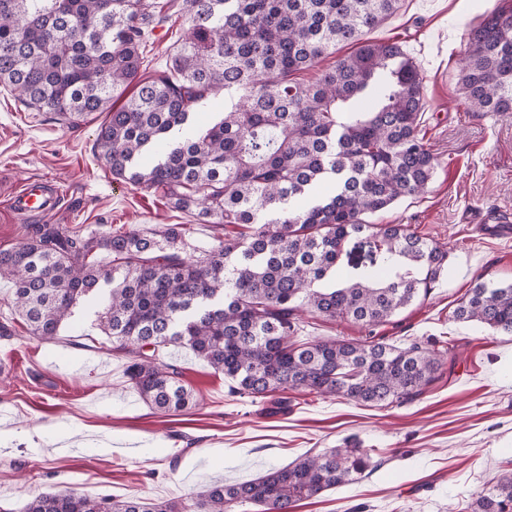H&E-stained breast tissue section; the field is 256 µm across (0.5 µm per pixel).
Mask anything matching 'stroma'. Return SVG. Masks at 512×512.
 Segmentation results:
<instances>
[{"instance_id": "35a3bbf8", "label": "stroma", "mask_w": 512, "mask_h": 512, "mask_svg": "<svg viewBox=\"0 0 512 512\" xmlns=\"http://www.w3.org/2000/svg\"><path fill=\"white\" fill-rule=\"evenodd\" d=\"M157 2L166 19L145 48V78L164 68L189 28L185 12ZM509 6L512 0H401L369 34L400 44L418 64L426 99L419 136L437 158L425 193L371 218L408 225L448 251L430 294L375 330L399 347L450 343L423 395L366 407L291 392L281 409L231 394L223 374L172 348L166 357L181 368L196 403L163 416L138 396L123 355L98 351L106 336L89 299L46 343L13 318L12 290L0 281V317L13 319L12 337L0 336V512H22L32 496L58 491L190 504L211 484L252 480L347 438L369 451L372 470L296 512H469L480 492L512 474V335L452 317L476 279L512 282V236L487 234L475 223L485 211H512V115L471 111L457 87L469 24ZM104 120L99 112L73 122L35 112L0 87V249L25 238L7 200L32 176L63 192L48 224L81 234L181 224L195 256L223 238V226L198 223L162 194L115 179L96 150ZM367 334L361 325L310 314L298 332L308 340Z\"/></svg>"}]
</instances>
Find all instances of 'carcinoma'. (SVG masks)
Wrapping results in <instances>:
<instances>
[{
    "label": "carcinoma",
    "instance_id": "1",
    "mask_svg": "<svg viewBox=\"0 0 512 512\" xmlns=\"http://www.w3.org/2000/svg\"><path fill=\"white\" fill-rule=\"evenodd\" d=\"M399 3L183 0L185 42L142 81L143 49L162 22L156 0H0L1 86L68 120L107 113L96 143L114 178L235 230L192 258L181 224L88 235L27 224L22 244L0 250V280L28 330L53 341L79 299L109 284L99 314L107 351L124 355L140 398L164 414L195 403L164 360L171 346L249 397L293 390L382 407L422 395L447 349L297 339L304 310L371 331L427 297L448 266L447 250L406 225L369 221L424 193L435 170L417 135V64L401 45L367 39ZM342 46L353 50L315 82L291 79ZM457 84L473 110L512 112V13L487 12L470 29ZM221 89L238 94L224 116L177 137ZM453 318L512 335V283L476 281ZM370 466L368 451L347 445L210 487L191 507L48 492L24 512H295ZM470 508L512 512V476Z\"/></svg>",
    "mask_w": 512,
    "mask_h": 512
}]
</instances>
